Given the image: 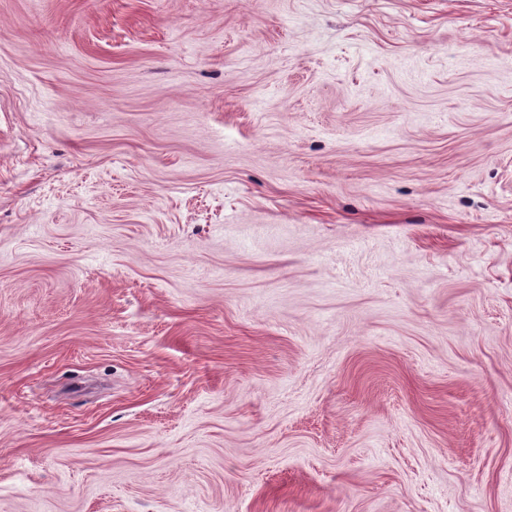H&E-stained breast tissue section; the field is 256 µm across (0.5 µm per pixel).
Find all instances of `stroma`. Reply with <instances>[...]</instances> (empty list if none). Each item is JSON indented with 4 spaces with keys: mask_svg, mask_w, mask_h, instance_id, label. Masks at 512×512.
Masks as SVG:
<instances>
[{
    "mask_svg": "<svg viewBox=\"0 0 512 512\" xmlns=\"http://www.w3.org/2000/svg\"><path fill=\"white\" fill-rule=\"evenodd\" d=\"M0 512H512V0H0Z\"/></svg>",
    "mask_w": 512,
    "mask_h": 512,
    "instance_id": "obj_1",
    "label": "stroma"
}]
</instances>
